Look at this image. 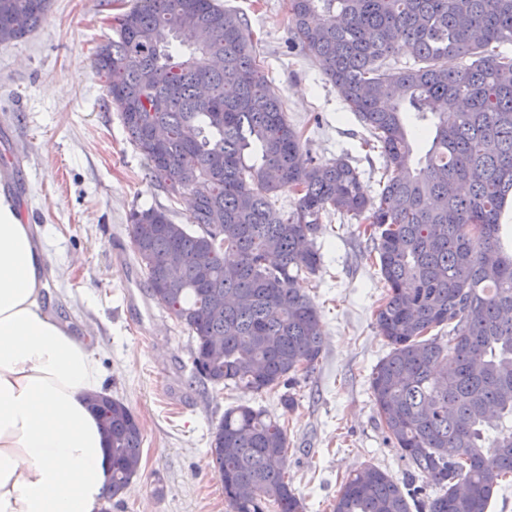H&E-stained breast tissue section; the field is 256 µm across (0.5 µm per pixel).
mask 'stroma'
<instances>
[{
    "label": "stroma",
    "instance_id": "35a3bbf8",
    "mask_svg": "<svg viewBox=\"0 0 512 512\" xmlns=\"http://www.w3.org/2000/svg\"><path fill=\"white\" fill-rule=\"evenodd\" d=\"M135 0H50L46 21L25 39L0 44V156L20 157L8 188L46 252L44 303L91 347L104 390L137 416L143 435L137 475L110 512H230L209 455L226 409H266L288 430L285 470L306 512H332L342 481L363 465L404 481L409 466L375 412L369 375L389 351L376 325L387 294L363 236L364 218L323 216L317 275L299 286L318 307L324 333L314 369L260 393L203 385L192 377L194 342L147 295L129 233L133 211L151 206L187 221L185 199L151 184L106 88L92 68L115 16ZM244 14L269 82L316 163L349 159L373 196L384 166L367 154L365 129L317 63L288 48L289 0H219Z\"/></svg>",
    "mask_w": 512,
    "mask_h": 512
}]
</instances>
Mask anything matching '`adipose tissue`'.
<instances>
[{
	"mask_svg": "<svg viewBox=\"0 0 512 512\" xmlns=\"http://www.w3.org/2000/svg\"><path fill=\"white\" fill-rule=\"evenodd\" d=\"M45 250L0 193V512H99L112 481L88 342L44 305Z\"/></svg>",
	"mask_w": 512,
	"mask_h": 512,
	"instance_id": "1",
	"label": "adipose tissue"
}]
</instances>
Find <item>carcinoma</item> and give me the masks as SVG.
I'll return each instance as SVG.
<instances>
[{
  "instance_id": "obj_1",
  "label": "carcinoma",
  "mask_w": 512,
  "mask_h": 512,
  "mask_svg": "<svg viewBox=\"0 0 512 512\" xmlns=\"http://www.w3.org/2000/svg\"><path fill=\"white\" fill-rule=\"evenodd\" d=\"M47 10L48 0H0V29L21 40ZM289 14L292 40L385 159L380 191L366 196L346 160L314 163L244 15L217 0H136L93 67L151 181L171 200L193 197L176 232L164 207L130 216L148 295L188 329L201 382L285 385L323 350L319 310L296 286L321 269L322 216L365 217L388 288L376 321L389 352L370 389L411 470L400 484L364 466L332 512H488L512 477V255L501 234L512 195V53L501 50L512 44V0H289ZM202 28L211 41L185 51L177 32ZM403 52L411 63H399ZM208 56L224 67L209 68ZM450 56L471 63L450 70ZM155 126L167 132L160 153ZM284 190L298 195L289 215L276 205ZM209 248L203 272L196 255ZM173 263L176 283L156 287ZM91 403L115 499L138 473L142 431L124 402L103 392ZM209 453L231 512H304L285 472L287 428L265 410H226ZM419 478L439 493L422 498ZM459 483L468 495L454 494Z\"/></svg>"
}]
</instances>
